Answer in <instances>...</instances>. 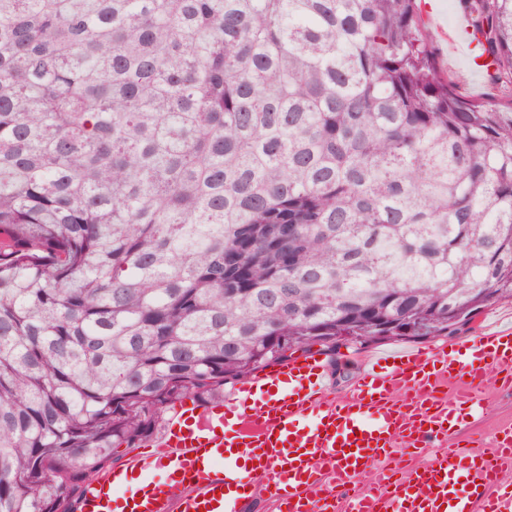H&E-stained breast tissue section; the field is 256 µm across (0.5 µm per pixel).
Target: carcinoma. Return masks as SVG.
Instances as JSON below:
<instances>
[{"instance_id":"carcinoma-1","label":"carcinoma","mask_w":512,"mask_h":512,"mask_svg":"<svg viewBox=\"0 0 512 512\" xmlns=\"http://www.w3.org/2000/svg\"><path fill=\"white\" fill-rule=\"evenodd\" d=\"M0 0V512L312 343L512 302V0ZM424 1H419L420 16L425 32L431 42L438 66L445 76H449L459 87L460 91L469 98H480L487 90V74L477 76L472 65L465 62L459 55L450 51L445 34H451L465 17L460 8V0L441 1L437 13L430 14L424 8ZM427 2V1H426Z\"/></svg>"}]
</instances>
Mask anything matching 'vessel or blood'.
Segmentation results:
<instances>
[{
    "mask_svg": "<svg viewBox=\"0 0 512 512\" xmlns=\"http://www.w3.org/2000/svg\"><path fill=\"white\" fill-rule=\"evenodd\" d=\"M497 383L512 388L507 330L378 355L338 401L312 352L240 382L205 414L176 413L154 449L88 486L78 512H242L258 475L279 512H512V425L487 449L449 446ZM430 447L441 455L416 463ZM397 448L413 459L401 470L385 463Z\"/></svg>",
    "mask_w": 512,
    "mask_h": 512,
    "instance_id": "1",
    "label": "vessel or blood"
}]
</instances>
